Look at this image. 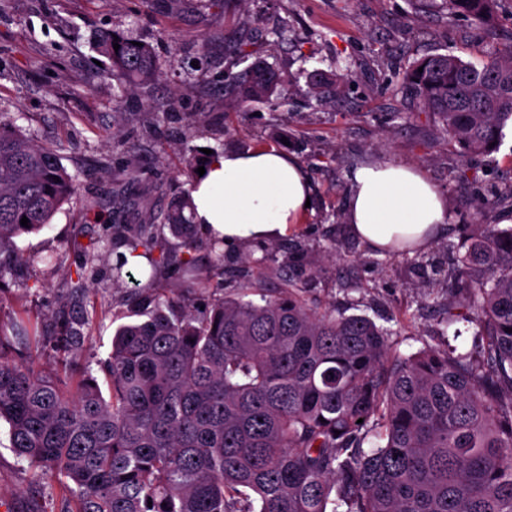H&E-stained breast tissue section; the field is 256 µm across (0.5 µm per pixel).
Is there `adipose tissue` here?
<instances>
[{
	"instance_id": "adipose-tissue-1",
	"label": "adipose tissue",
	"mask_w": 512,
	"mask_h": 512,
	"mask_svg": "<svg viewBox=\"0 0 512 512\" xmlns=\"http://www.w3.org/2000/svg\"><path fill=\"white\" fill-rule=\"evenodd\" d=\"M191 186L195 223L225 245L270 243L287 236L306 212L312 187L302 166L273 147L227 152L206 161ZM448 217L442 193L417 168L372 162L351 176L345 219L372 252L428 248Z\"/></svg>"
}]
</instances>
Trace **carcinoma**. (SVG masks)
<instances>
[{
  "label": "carcinoma",
  "mask_w": 512,
  "mask_h": 512,
  "mask_svg": "<svg viewBox=\"0 0 512 512\" xmlns=\"http://www.w3.org/2000/svg\"><path fill=\"white\" fill-rule=\"evenodd\" d=\"M443 2L478 26L494 20L496 0ZM132 41L95 35L112 72L147 86L156 60ZM407 80L448 141L472 155L498 149L512 122V45L479 68L432 55ZM277 85L259 64L235 78L244 102ZM76 191L57 151L0 106V253L47 226ZM158 223L188 250L201 235L187 191L151 224L111 226L151 273L127 291L126 322L99 373L77 366L99 317L85 307L97 242L75 244L82 263L69 296L81 315L63 301L50 336L29 335L18 319L19 340L51 345L64 373L35 369L0 336L9 448L58 480L68 512H512V227L477 231L448 295L476 312L483 352L399 357L370 318L316 312L290 283L267 295L247 279L238 296L215 295L195 315L185 306L202 280L193 255L178 260L182 282L156 287Z\"/></svg>",
  "instance_id": "obj_1"
}]
</instances>
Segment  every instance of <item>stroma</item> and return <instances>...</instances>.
<instances>
[{"label":"stroma","mask_w":512,"mask_h":512,"mask_svg":"<svg viewBox=\"0 0 512 512\" xmlns=\"http://www.w3.org/2000/svg\"><path fill=\"white\" fill-rule=\"evenodd\" d=\"M99 29L152 48L157 76L149 87H121L97 65L91 37ZM510 45L512 0H497L488 28L442 0H0V103L40 144L58 148L78 187L43 231L15 238L14 251L36 262L0 270V330L22 317L50 334L81 262L72 239L107 241L97 274L103 320L80 358L96 365L124 309L125 290L111 274L125 245L109 240L108 225L152 222L186 189L189 152L282 147L311 182L310 209L287 237L262 248L218 255L201 236L195 255L206 288L233 297L250 279L272 294L288 278L310 308L364 315L390 329L392 354L480 351L475 324L444 321L448 281L478 225L512 221V127L496 153L464 154L420 108L406 75L432 55L479 66ZM254 61L281 85L268 100L245 103L230 84ZM375 160L416 166L447 198V226L426 250L374 254L350 234L348 176ZM118 181L127 185L121 207L112 201ZM2 500L17 512L68 508L57 482H33L4 426Z\"/></svg>","instance_id":"stroma-1"}]
</instances>
